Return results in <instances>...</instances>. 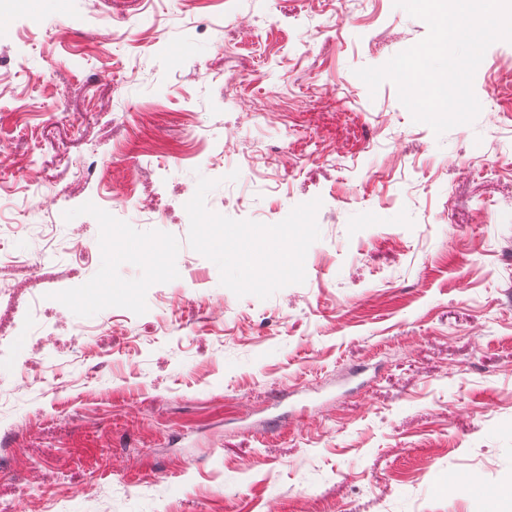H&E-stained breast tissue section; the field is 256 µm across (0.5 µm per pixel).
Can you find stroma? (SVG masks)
Segmentation results:
<instances>
[{
	"label": "stroma",
	"instance_id": "35a3bbf8",
	"mask_svg": "<svg viewBox=\"0 0 512 512\" xmlns=\"http://www.w3.org/2000/svg\"><path fill=\"white\" fill-rule=\"evenodd\" d=\"M337 6L18 0L0 17V204L40 184L86 252L46 283L39 337L13 308L0 379L90 330L75 379L0 407L24 512H512L474 492L512 487V42L475 72V121L438 136L355 74L426 23L343 0L332 30ZM227 66L233 100L209 77ZM284 128L287 151L243 164ZM148 196L166 214L99 247L114 198ZM208 209L296 241L272 271L237 269L216 252L261 264L265 240L203 245L187 217ZM40 217L11 212L0 249L42 262Z\"/></svg>",
	"mask_w": 512,
	"mask_h": 512
}]
</instances>
